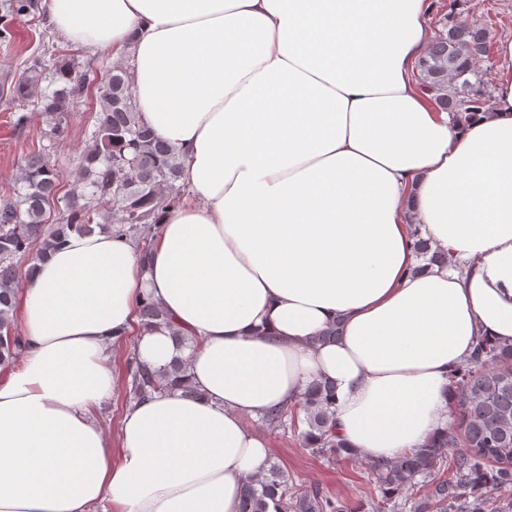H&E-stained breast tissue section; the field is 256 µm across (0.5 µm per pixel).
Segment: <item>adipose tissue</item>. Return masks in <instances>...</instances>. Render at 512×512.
Segmentation results:
<instances>
[{
	"label": "adipose tissue",
	"instance_id": "adipose-tissue-1",
	"mask_svg": "<svg viewBox=\"0 0 512 512\" xmlns=\"http://www.w3.org/2000/svg\"><path fill=\"white\" fill-rule=\"evenodd\" d=\"M431 6L47 0L61 37L130 63L185 199L149 263L98 231L28 264L25 357L0 365V512H239L270 454L247 418L320 377L360 459L447 428L451 371L479 338L512 344V38L492 109L453 119L414 76ZM419 236L454 265L422 267ZM147 294L165 325L139 321ZM131 333L152 371L182 357L195 393L133 401L114 440L92 410Z\"/></svg>",
	"mask_w": 512,
	"mask_h": 512
}]
</instances>
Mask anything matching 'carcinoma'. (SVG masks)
<instances>
[{
	"label": "carcinoma",
	"instance_id": "1",
	"mask_svg": "<svg viewBox=\"0 0 512 512\" xmlns=\"http://www.w3.org/2000/svg\"><path fill=\"white\" fill-rule=\"evenodd\" d=\"M472 0H453L432 45L418 61L421 86L435 93L439 106L460 117L484 112L490 101L481 63L489 59L490 36L483 26L462 20L454 7ZM38 9L37 0H9L0 16V39L12 37L11 23ZM95 84L100 111L91 145L84 151L72 188L61 197V217L49 222L47 206L59 192L60 171L41 150L32 155L21 178L22 188L0 195V362L17 360L24 350L11 316L12 294L21 277V261L48 256L73 234L114 230L137 236L157 225L160 208L179 201L183 160L143 123L131 90L130 69L122 65L97 74L78 70L65 58L37 60L12 86L23 101L43 80L41 112L50 145L68 140L69 111L84 95L86 79ZM147 325H160L163 310L151 298L139 305ZM185 363L178 359L167 374H157L131 361V394L139 399L167 388L169 379H184ZM457 412L437 439L397 461L368 464L373 488L370 512H512V499H495L512 487V345L478 343L470 360L451 374ZM334 386L316 380L291 406L273 408L261 416L268 428L303 422V445L326 461L354 454L333 432ZM359 512L347 501L317 487L288 480L271 465L264 475L246 481L239 512Z\"/></svg>",
	"mask_w": 512,
	"mask_h": 512
}]
</instances>
